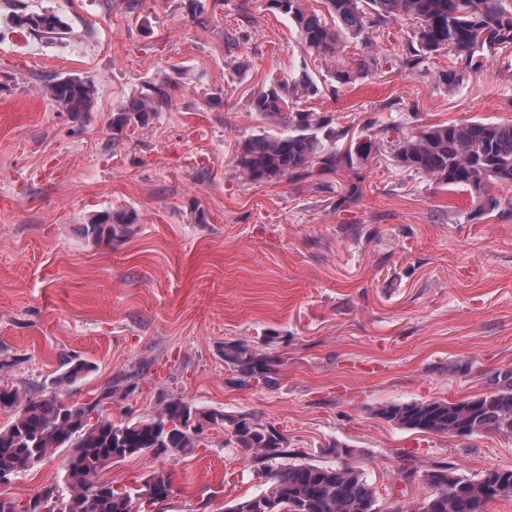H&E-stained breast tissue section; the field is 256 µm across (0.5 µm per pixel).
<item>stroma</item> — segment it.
I'll return each mask as SVG.
<instances>
[{
    "instance_id": "obj_1",
    "label": "stroma",
    "mask_w": 512,
    "mask_h": 512,
    "mask_svg": "<svg viewBox=\"0 0 512 512\" xmlns=\"http://www.w3.org/2000/svg\"><path fill=\"white\" fill-rule=\"evenodd\" d=\"M241 2L224 0L202 27L188 0H140L133 13L123 0H0V384L72 401L114 386L98 414L115 422L172 396L250 414L285 437L290 460L335 465L326 448L351 449L387 512H415L434 463L470 478L511 469L510 434L403 430L378 409L465 400L487 392L488 372L512 368V216L475 214L469 191L395 166L388 133L512 120V66L488 62L448 89L436 79L447 54L402 66L404 18L370 42L348 40L336 66L355 78L341 84L268 0H249L248 26ZM31 13L56 15L59 33L19 30ZM370 56L379 68L358 74ZM238 59L255 78L309 70L320 92L307 109L331 134L371 123L379 153L327 176L242 179L241 144L283 127L251 111ZM164 74L176 82L172 110L113 136V109ZM66 75L95 84L85 119L40 92ZM358 178L362 196L340 203ZM111 208L135 210L139 224L122 242L93 243L85 224ZM235 340L274 357L272 385L236 384L224 361ZM68 361L91 370L56 385ZM204 437L190 454L132 456L104 476L167 471L175 494L161 512H224L263 490L226 429ZM68 455L58 449L0 492L26 499L61 479Z\"/></svg>"
}]
</instances>
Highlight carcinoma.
I'll return each mask as SVG.
<instances>
[{
	"instance_id": "obj_1",
	"label": "carcinoma",
	"mask_w": 512,
	"mask_h": 512,
	"mask_svg": "<svg viewBox=\"0 0 512 512\" xmlns=\"http://www.w3.org/2000/svg\"><path fill=\"white\" fill-rule=\"evenodd\" d=\"M306 0H269L270 9L288 16L307 51L336 62L342 39H370L371 26L403 17L417 22L405 43L406 62L446 51L453 56L448 70L438 74L450 89L463 85L499 53L512 49V8L503 0H323V10L310 9ZM43 14L19 19L33 32L54 34L60 20ZM250 92L249 105L262 118L278 121L287 131L256 134L245 140L235 156V166L249 181L283 177L306 178L313 173L335 174L349 169L370 153L358 148L326 146L319 137L328 119L318 112L293 110L291 105L319 94L318 84L303 66L292 81L270 72L260 77ZM175 81L150 82L146 91L130 97L112 112V134L128 127H144L160 112L171 109ZM42 93L61 111L78 120L94 108V88L85 79L56 78ZM395 164L435 178L452 190L470 191L475 210L499 209L502 202L490 193L495 184L512 185L511 122H437L390 145ZM138 215L131 209H114L92 216L85 235L94 242H119L132 233ZM224 361L235 368L237 383L273 381L274 359L244 341L224 344ZM493 390L462 401H415L384 405L378 414L394 425L420 433L447 436L458 430L474 435L493 430L512 435V369L488 376ZM115 391L107 389L90 402H67L55 395L20 392L0 385V409L13 412L12 421L0 427V478L17 477L44 461L57 448L70 453L62 483L48 484L27 500L24 512H55L54 500L67 503V512H159L173 495L171 475L155 470L139 483L116 484L103 478L112 465L134 455L177 456L201 445L204 429L227 426L230 441L254 454L266 478L265 490L239 499L225 512H383L375 488L356 467L288 463L285 438L248 414L227 416L222 411H201L182 397L163 401L148 418L113 422L90 416ZM424 482L434 493L416 512H486L493 500H512V469H493L478 478L457 473L441 463L425 472Z\"/></svg>"
}]
</instances>
